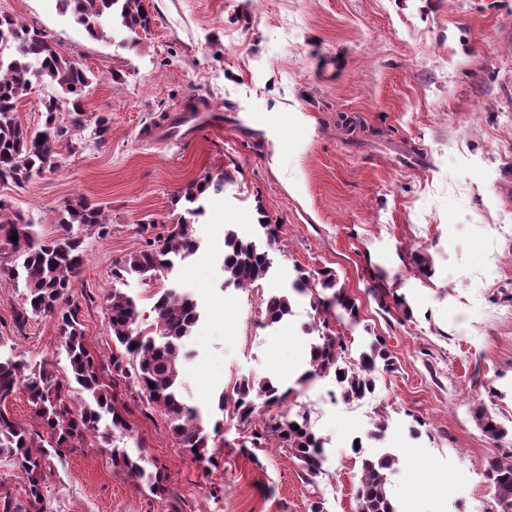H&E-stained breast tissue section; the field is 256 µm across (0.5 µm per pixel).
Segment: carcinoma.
<instances>
[{
    "label": "carcinoma",
    "mask_w": 512,
    "mask_h": 512,
    "mask_svg": "<svg viewBox=\"0 0 512 512\" xmlns=\"http://www.w3.org/2000/svg\"><path fill=\"white\" fill-rule=\"evenodd\" d=\"M64 12L84 27L94 38L105 30L124 35L134 42L147 30L150 18L145 0H61ZM93 80L91 71L48 43L47 35L34 25L10 16H0V189L22 187L33 176L58 167L56 143L68 133L60 119L66 112L72 124L83 121L84 98ZM57 86L61 96L44 102L42 128H31L16 116L20 99L34 88ZM223 181L205 177L186 185L180 197L192 207L170 219L166 234L150 237L155 221L138 225L137 235L145 238L144 248L130 253L113 267L112 279L136 274L144 279L170 270L174 260L184 261L199 249L193 234V221L202 213L194 206L209 188L216 190ZM62 232L52 239L39 235L36 224L11 211L6 198L0 197V282H22L23 303L16 311L15 323L29 317L55 319L64 341L69 374L60 376L46 365L32 368L21 359L0 357V406L12 395L20 379H25L29 402L43 421L46 435L31 432L10 419L0 409V460L6 459L27 481L26 493L33 505L44 504L41 472L50 453L60 456L76 441L91 435L109 449L112 467L134 479L147 476L142 456L132 457L125 449L111 446L112 434L128 428L122 408L118 379H131L139 387L138 395L156 405L168 421L172 437L181 449L199 460L206 459L209 434L205 432L196 410L186 405L180 393L183 361L191 354L183 351V340L190 336L200 320L197 302L188 294L166 289L152 306L153 323L140 326L141 311L136 300L119 288L108 294L106 315L112 332V383L103 381L105 366L87 349L84 331L78 319L79 305L70 298L73 281L81 272L84 255L81 242L69 227L72 224L101 226V208L85 199L64 206L59 220ZM17 240H12V235ZM272 261L269 251L252 240L241 238L231 228L224 230V280L237 288H261L268 280ZM294 292L310 296L311 308L319 315L330 314L333 307L342 310L351 322L359 320L355 300L338 287L330 270L297 269L292 283ZM267 323L273 324L292 314V296L275 293L265 300ZM327 322L304 328L318 333L310 346V370L306 377L333 376L339 396L346 402L361 400L374 392L375 371L390 370L393 358L385 342L377 340L358 362L350 358L349 347L341 334L326 332ZM88 395L77 410L69 399L74 387ZM233 407L240 421H250L256 410H263L261 428L252 432L253 447L271 436L289 448L305 466L307 476L321 473L323 444L308 418L273 411L289 391H280L271 380L241 381L233 388ZM481 430L494 440L506 437L508 430L483 405L476 411ZM395 458L391 455L362 462L357 492L360 512H395L387 494L388 473ZM485 478L496 512H512V451L488 460Z\"/></svg>",
    "instance_id": "obj_1"
}]
</instances>
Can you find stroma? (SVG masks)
<instances>
[{
  "instance_id": "35a3bbf8",
  "label": "stroma",
  "mask_w": 512,
  "mask_h": 512,
  "mask_svg": "<svg viewBox=\"0 0 512 512\" xmlns=\"http://www.w3.org/2000/svg\"><path fill=\"white\" fill-rule=\"evenodd\" d=\"M137 42L90 37L60 0H0V14L42 29L91 70L87 115L110 131L70 128L60 165L5 189L13 211L56 236L65 204L102 207L105 227L73 225L84 265L72 295L89 351L112 354L105 298L112 267L140 248L135 228L164 232L179 188L223 177L194 224L197 253L149 282L122 281L152 322L157 291L189 292L202 316L184 342L183 395L198 407L213 465L178 448L163 415L121 383L127 429L113 445L164 469L162 488L113 471L105 449L81 439L50 457L47 512H355L362 461L397 454L388 495L397 512H490L484 468L512 448V0H146ZM208 105L220 130L171 135L167 120ZM278 224L269 279L259 290L224 283L225 225L261 239ZM424 251L432 272L413 264ZM335 272L360 321L329 319L352 355L382 338L394 358L377 388L347 403L332 378L304 380L314 312L270 325L263 300L290 288L297 268ZM22 304L0 284V346L66 373L53 319L13 323ZM267 377L281 406L306 414L324 441L314 481L278 442L242 451L254 424L220 396ZM492 408L499 441L474 411ZM421 435L406 439L414 421ZM360 449H353L355 440ZM476 421L481 430L494 440L504 439L508 434V430L498 421L486 405H482L477 409ZM489 424H492L493 428L487 429Z\"/></svg>"
}]
</instances>
